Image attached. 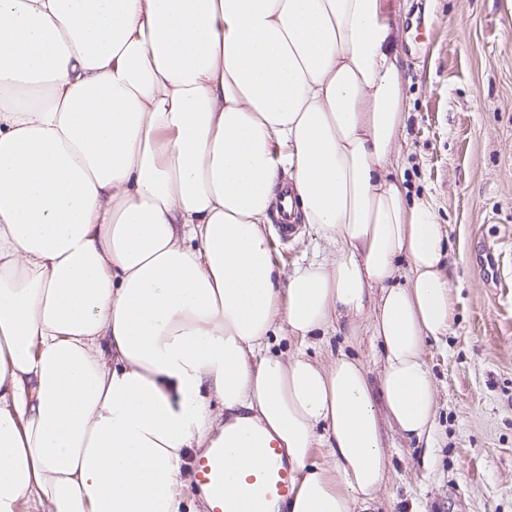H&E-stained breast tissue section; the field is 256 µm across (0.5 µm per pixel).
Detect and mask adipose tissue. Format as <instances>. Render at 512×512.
Masks as SVG:
<instances>
[{
	"instance_id": "obj_1",
	"label": "adipose tissue",
	"mask_w": 512,
	"mask_h": 512,
	"mask_svg": "<svg viewBox=\"0 0 512 512\" xmlns=\"http://www.w3.org/2000/svg\"><path fill=\"white\" fill-rule=\"evenodd\" d=\"M396 30L392 0H0V512H184L191 449L270 442L264 512H375L379 420L430 433L452 316L393 175ZM281 213L332 261L285 271ZM364 318L375 382L270 344ZM263 464L257 469L236 477L240 496L246 499L258 491L260 497L252 500L253 512H262L266 501H286L292 490L293 471L283 459L280 448L271 443L258 448Z\"/></svg>"
}]
</instances>
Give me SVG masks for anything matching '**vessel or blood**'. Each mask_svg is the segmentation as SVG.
<instances>
[{"label":"vessel or blood","mask_w":512,"mask_h":512,"mask_svg":"<svg viewBox=\"0 0 512 512\" xmlns=\"http://www.w3.org/2000/svg\"><path fill=\"white\" fill-rule=\"evenodd\" d=\"M263 464L237 476L236 483L243 498L252 502V512H263L265 502L286 501L292 490L293 472L283 459L280 448L269 445L259 450ZM195 477L205 493L207 512H235L233 502L225 493L224 451L209 449L194 462Z\"/></svg>","instance_id":"b4317fda"}]
</instances>
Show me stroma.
<instances>
[{
	"instance_id": "stroma-1",
	"label": "stroma",
	"mask_w": 512,
	"mask_h": 512,
	"mask_svg": "<svg viewBox=\"0 0 512 512\" xmlns=\"http://www.w3.org/2000/svg\"><path fill=\"white\" fill-rule=\"evenodd\" d=\"M406 126L395 178L431 200L448 235L443 271L453 319L425 343L436 385L429 438L380 431L388 480L379 512H512V0H397ZM279 263L332 258L305 224L271 234ZM380 370L367 323L313 338L310 358L340 353Z\"/></svg>"
}]
</instances>
